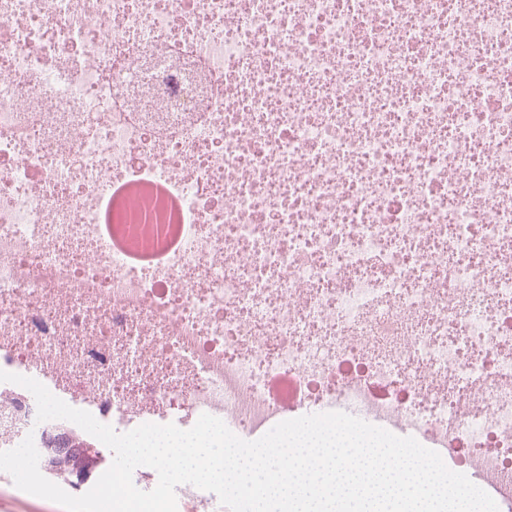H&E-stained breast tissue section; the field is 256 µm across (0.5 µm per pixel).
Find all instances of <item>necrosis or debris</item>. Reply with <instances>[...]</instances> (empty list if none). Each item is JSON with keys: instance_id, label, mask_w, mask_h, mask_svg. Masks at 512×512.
Segmentation results:
<instances>
[{"instance_id": "necrosis-or-debris-1", "label": "necrosis or debris", "mask_w": 512, "mask_h": 512, "mask_svg": "<svg viewBox=\"0 0 512 512\" xmlns=\"http://www.w3.org/2000/svg\"><path fill=\"white\" fill-rule=\"evenodd\" d=\"M0 371L120 426L338 394L512 512V0H0ZM36 414L0 383V447Z\"/></svg>"}]
</instances>
